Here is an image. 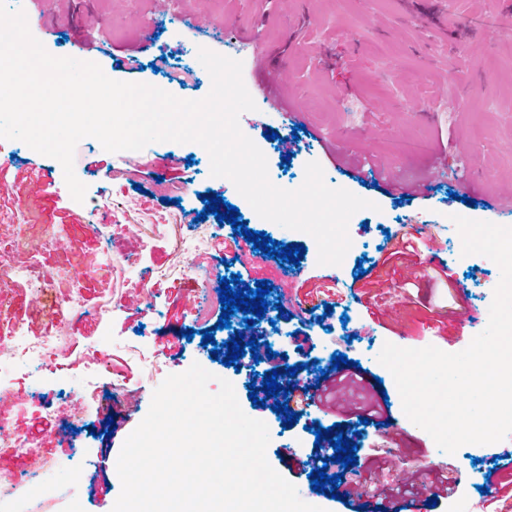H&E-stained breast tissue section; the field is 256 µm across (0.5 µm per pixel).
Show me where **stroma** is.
I'll return each instance as SVG.
<instances>
[{
	"label": "stroma",
	"mask_w": 512,
	"mask_h": 512,
	"mask_svg": "<svg viewBox=\"0 0 512 512\" xmlns=\"http://www.w3.org/2000/svg\"><path fill=\"white\" fill-rule=\"evenodd\" d=\"M31 14L30 32L56 57L80 56L97 63L113 80L164 84L181 99L205 98L211 84L203 65H196L201 82L183 76L162 79L149 70L158 51L181 54L204 43L206 49L230 54L243 51L242 77L256 110L242 113L239 124L264 153L271 181L294 189L303 182L308 162H318L328 186L349 190L369 200L371 208L350 219L352 245L339 266L313 263L316 242L310 235L256 219L255 211L231 181L213 177L208 152L195 143L157 142L140 151L111 153L94 138H83L74 152V172L86 185L89 205L76 209L70 202L63 168L19 140L0 139V267L32 265L37 274L51 277L48 293L60 297L70 290L60 273L80 265L82 298L86 306L117 297L120 306L110 336H102L94 321L75 333L77 347L109 345L114 359L112 375L101 377L95 393L110 406L112 427L103 420L75 431L67 421L70 407L82 396L72 383L68 365L60 356L59 370L45 373L40 382L20 376L24 405L0 406V417L11 421L30 451L59 458L64 470L50 482L67 493L66 512H112L121 493V481L112 465L126 438L147 414L154 390L171 374L200 364L230 381L243 412L267 424V459L292 482L306 503L324 512H347L330 494L313 491L308 476L317 427L339 426L356 443L363 467L380 470L388 449H397L405 464L399 474L431 462L461 470L464 492L484 485L483 449L468 455L441 451L432 437L404 414L391 372L378 361L385 343L419 349L429 345L449 353L464 350L472 336L489 320L501 272L490 258L463 255L461 236L452 218L460 215L499 225L511 218L491 208L490 200L512 195V0H171L158 13L154 0H23ZM213 23L197 32L191 24L198 12ZM254 29V48L241 49L240 33ZM85 50L75 53L73 42ZM266 54L263 70H256L254 51ZM133 55V71L113 68L114 59ZM297 133L298 155L282 173L279 141L267 131ZM194 164H187V157ZM396 166L409 180L425 178L435 168H447L446 180L433 183L425 197L398 200L384 188L365 184L362 169L370 164ZM119 174L106 180L108 167ZM222 192L236 206L248 229L276 241L306 247L298 268L314 277V286L336 304L332 315L322 309L288 318L273 313L263 330L274 353L267 370L300 364L291 332L304 330L315 346L314 357L330 364L332 355L345 354L358 362L374 397H387L391 407L386 424H360L355 405L343 397L335 415L302 407L292 428H284L283 414L253 405L244 374L213 359L196 331L201 324L173 304L175 297L200 296L206 280L239 275L241 284L276 281L279 261L261 258L259 266L242 262L223 264L216 255L218 242L232 233L229 223L203 215L201 195ZM109 196L119 212L108 216L95 205ZM64 225L61 244L48 245L45 225ZM91 224L100 234L86 233ZM427 224L439 253L422 251L409 265L447 262L456 272L451 292L420 278L408 291L385 295L381 310L368 312L369 299L355 277L358 260L372 261L387 235ZM201 237L199 249L176 251L178 237ZM111 248L112 263L104 265L102 252ZM24 281L0 289V338L11 324L26 322L33 335L54 333L49 312L33 303ZM436 311H429V304ZM477 317L464 332L448 329L438 339L434 329L449 321L458 307ZM193 339H186V331ZM183 347L173 357L169 344Z\"/></svg>",
	"instance_id": "35a3bbf8"
}]
</instances>
